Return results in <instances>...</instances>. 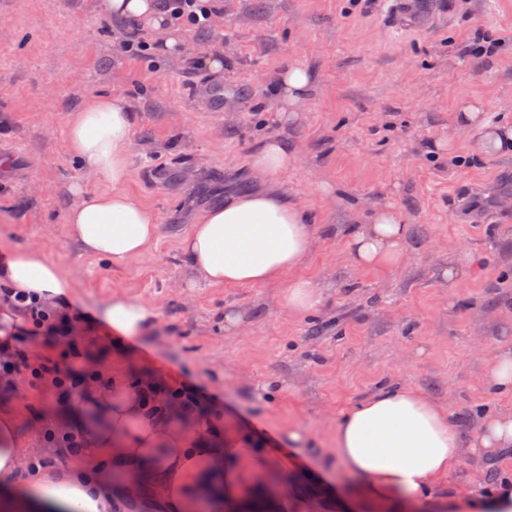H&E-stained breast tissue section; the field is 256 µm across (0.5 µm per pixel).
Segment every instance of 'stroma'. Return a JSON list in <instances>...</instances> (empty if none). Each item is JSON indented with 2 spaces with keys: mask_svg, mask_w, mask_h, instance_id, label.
Returning a JSON list of instances; mask_svg holds the SVG:
<instances>
[{
  "mask_svg": "<svg viewBox=\"0 0 512 512\" xmlns=\"http://www.w3.org/2000/svg\"><path fill=\"white\" fill-rule=\"evenodd\" d=\"M396 0H223L211 30L181 28L184 56L127 55V23L96 0H0V250L38 247L72 270V304L87 312L72 343L83 368L129 381L200 387L226 426L261 438L273 472L326 512H372L357 481L327 455L330 424L380 386L404 383L445 403L462 440L478 412L499 407L485 389L482 350L512 338V154L478 153L460 135L457 162L432 155L448 114L476 97L512 119V0H442L428 29L395 19ZM226 61L223 80L199 60ZM300 61L317 90L303 119L275 121L271 75ZM135 108L130 192L160 216L155 243L115 266L67 235L71 184L83 174L67 152L70 112L88 96ZM298 151L289 193L322 225L299 267L325 294L316 312L289 317L275 285L187 282L181 238L194 216L231 190L252 189L246 162L262 137ZM331 194H323L322 185ZM474 193L493 197L463 215ZM395 207L411 230L404 266L359 269L342 236L355 216ZM465 266L457 280L443 276ZM152 306L156 324L126 340L97 318L114 291ZM245 318L224 333L225 306ZM71 399L17 382L0 413L22 436L67 427ZM310 432L300 445L281 427Z\"/></svg>",
  "mask_w": 512,
  "mask_h": 512,
  "instance_id": "stroma-1",
  "label": "stroma"
}]
</instances>
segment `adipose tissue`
Instances as JSON below:
<instances>
[{
  "mask_svg": "<svg viewBox=\"0 0 512 512\" xmlns=\"http://www.w3.org/2000/svg\"><path fill=\"white\" fill-rule=\"evenodd\" d=\"M100 13L147 22L161 35L160 51L181 53L184 41L168 21L162 0H99ZM277 119L299 121L315 86L313 73L295 62L272 80ZM134 107L126 98L93 95L71 112L67 147L86 179L73 183L66 213L70 240L82 253L121 265L144 253L158 234L160 218L130 193ZM451 135L473 134L476 148L491 157L512 152V122L491 120L469 100L449 115ZM297 156L287 141L263 138L248 158L255 187L228 195L204 210L181 242L190 284L237 287L276 284L280 306L293 317L312 312L322 290L297 276L318 227L315 216L286 188ZM409 233L395 208L377 207L369 222L353 224L345 247L361 268H395ZM0 359L29 327L12 295L56 305L71 297L69 273L36 247L13 251L0 266ZM99 314L113 330L136 338L157 319L153 308L124 293H112ZM488 388L512 400V343L500 344L485 361ZM74 429L83 436L79 465L56 470L36 464L37 452L18 431V418L0 414V491L18 512H117L122 502L149 497L154 512H195L209 499L214 512H243L267 463L249 439L224 426L219 416L193 428L150 410L143 384L127 385L113 374L110 387L90 384L76 398ZM478 434L465 443L450 426L448 407L406 384L384 387L351 408L336 426V457L360 483L367 502L407 512H512V482L486 490L473 479L465 500L442 501L433 493L468 455L512 449V410L484 413ZM128 474L122 499L107 480L112 470Z\"/></svg>",
  "mask_w": 512,
  "mask_h": 512,
  "instance_id": "obj_1",
  "label": "adipose tissue"
}]
</instances>
